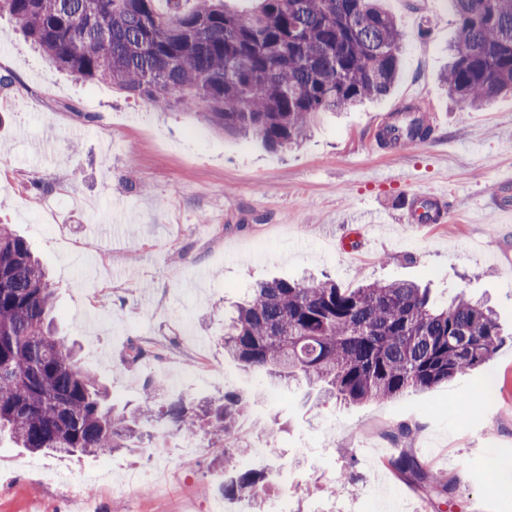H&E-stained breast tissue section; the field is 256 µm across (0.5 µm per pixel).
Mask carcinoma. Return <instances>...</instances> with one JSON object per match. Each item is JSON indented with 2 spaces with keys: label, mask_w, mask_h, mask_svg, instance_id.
Wrapping results in <instances>:
<instances>
[{
  "label": "carcinoma",
  "mask_w": 512,
  "mask_h": 512,
  "mask_svg": "<svg viewBox=\"0 0 512 512\" xmlns=\"http://www.w3.org/2000/svg\"><path fill=\"white\" fill-rule=\"evenodd\" d=\"M0 0L23 35L60 70L107 82L160 108L200 109L227 135L271 150L299 145L326 112L387 94L402 34L379 0ZM457 16L448 97L475 107L512 93V0H448ZM414 116L402 133L428 140ZM54 289L26 241L0 224V436L31 452L103 456L130 449L149 401L118 410L57 334ZM506 342L488 306L459 293L441 305L412 281L344 288L336 280L274 279L251 289L224 318V352L242 369L321 386L356 405L461 378ZM249 400L171 401L163 412L187 438H224V498L255 504L273 492L268 473L238 469L252 447ZM405 481L439 500L454 494L441 473L403 451L389 459Z\"/></svg>",
  "instance_id": "carcinoma-1"
}]
</instances>
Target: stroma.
Instances as JSON below:
<instances>
[{
    "instance_id": "obj_1",
    "label": "stroma",
    "mask_w": 512,
    "mask_h": 512,
    "mask_svg": "<svg viewBox=\"0 0 512 512\" xmlns=\"http://www.w3.org/2000/svg\"><path fill=\"white\" fill-rule=\"evenodd\" d=\"M404 35L390 92L325 115L306 140L274 154L224 135L179 108L159 109L107 83L51 66L0 17V224L30 244L55 290L53 315L119 406L251 393L245 423L257 446L276 444L284 477L261 509L369 512L392 490L412 512H512V480L487 481L488 457L512 461V415L466 419L454 404L512 402V339L468 376L343 407L284 393L224 354V317L256 282L329 275L354 288L413 280L435 301H488L512 336V218L494 180L512 172V93L474 109L441 82L456 17L448 0H384ZM417 105L432 137L376 146L378 115ZM452 203V223L410 224L414 192ZM150 358L126 363L132 346ZM161 378L168 392L147 395ZM278 414L285 432L263 421ZM414 427L407 449L451 480L436 505L387 464L390 430ZM105 456L31 454L0 441V512H212L224 476L221 441L183 458L170 424ZM54 470L71 498L43 479ZM351 473L353 485L340 484Z\"/></svg>"
}]
</instances>
